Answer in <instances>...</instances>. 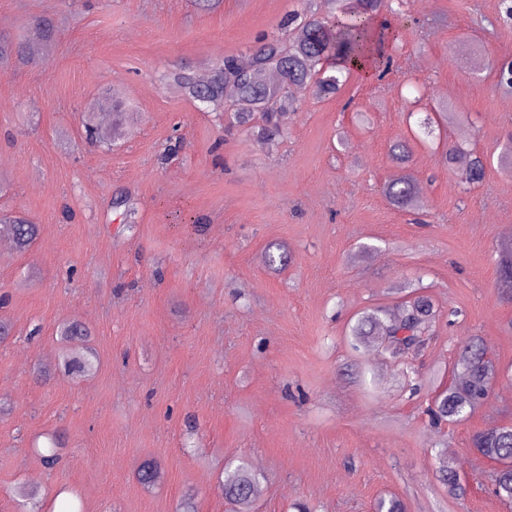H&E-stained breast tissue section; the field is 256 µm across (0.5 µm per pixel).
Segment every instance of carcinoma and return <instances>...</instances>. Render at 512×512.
<instances>
[{
    "label": "carcinoma",
    "mask_w": 512,
    "mask_h": 512,
    "mask_svg": "<svg viewBox=\"0 0 512 512\" xmlns=\"http://www.w3.org/2000/svg\"><path fill=\"white\" fill-rule=\"evenodd\" d=\"M392 0H302L303 13L293 17V31L288 37V52L278 64L265 69V61L278 49L281 39L275 36L264 39L256 49L238 54H224L212 63L204 78L186 68L171 74L183 94L214 110L224 104L225 90H233L238 109L234 113L235 126L247 131L253 138L268 145H276L286 134L288 113L295 111L292 88L304 86L313 95L325 99L336 95L351 76L358 73L353 62L364 61L371 45H376L373 64L379 74H384L391 64L393 19L397 13ZM334 10L329 17L322 6ZM380 16L379 28L370 21ZM56 42V30L48 18H38L31 31L20 38L0 37V66H24L45 61ZM327 60L341 63L338 69L323 67ZM133 108L118 94H112V112L107 124L95 122L86 126L87 140L106 147L110 135L122 136L131 121ZM447 106L442 104L435 116H426L423 126L432 134L447 121ZM446 164L462 162L458 176L464 185L483 181L487 159L476 152H464L459 147L446 150L441 155ZM383 193L395 207L408 211L423 208L422 187L407 174L383 187ZM115 209L123 210L124 220L135 223L137 203L128 196L112 202ZM0 223L11 225L12 241L19 251H25L38 235V225L22 215H1ZM265 263L271 268L284 266L288 260L285 247L270 243L265 248ZM498 282L507 288L506 300L512 303V251L497 260ZM400 316L377 306L360 316L350 328L348 341L359 351L375 340L384 341V352L401 366L410 365L429 343L436 325L454 315V310L439 305L425 287L411 292L402 303ZM58 360L64 374L73 378L92 375L98 368V359L88 346L90 331L77 321L63 323L58 330ZM496 365L476 337L461 342L454 362L451 383L434 399L429 409L434 422H458L470 417L489 401ZM477 453L496 464L489 476L494 496L504 505L512 507V423L495 425L476 432L472 437ZM439 482L448 496L459 499L466 493L455 469L448 466V449L438 451ZM160 462L150 459L142 462L135 471L138 483L145 489L154 486L159 477ZM261 485V474L244 459H230L220 477L224 499L234 512H250V507ZM47 492L34 487L24 495V512H44Z\"/></svg>",
    "instance_id": "carcinoma-1"
}]
</instances>
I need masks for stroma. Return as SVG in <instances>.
I'll list each match as a JSON object with an SVG mask.
<instances>
[{"mask_svg":"<svg viewBox=\"0 0 512 512\" xmlns=\"http://www.w3.org/2000/svg\"><path fill=\"white\" fill-rule=\"evenodd\" d=\"M301 0H0V35L39 17L57 31L51 59L0 68V210L39 226L24 252H0V512H17L27 487L57 491L54 512H229L218 477L248 459L264 479L253 512H375L395 496L406 512H507L487 490L493 462L477 432L512 423V303L501 297L498 237L512 230V174L498 159L512 139V88L496 64L512 61L503 0H398L406 21L383 78L351 79L334 97L295 92L288 136L271 147L200 111L167 75L205 74L224 53L247 51ZM479 45L484 56L469 58ZM115 88L135 120L111 151L83 136L88 109ZM447 102L468 137L443 138L486 156L484 180L463 190L456 166L413 140L408 111ZM410 141L396 166L393 141ZM426 206L394 207L382 187L402 172ZM132 196L135 226L112 207ZM71 207L76 217L64 220ZM202 227H195V219ZM290 263L271 272L267 244ZM423 280L441 323L410 393L380 351L354 353L350 325L366 310H397L396 289ZM91 331L97 372H56L55 330ZM475 336L498 379L467 420L431 426L424 413L451 381L460 341ZM63 433L61 463L39 454ZM467 482L448 497L437 452ZM159 458L147 491L137 465Z\"/></svg>","mask_w":512,"mask_h":512,"instance_id":"1","label":"stroma"}]
</instances>
